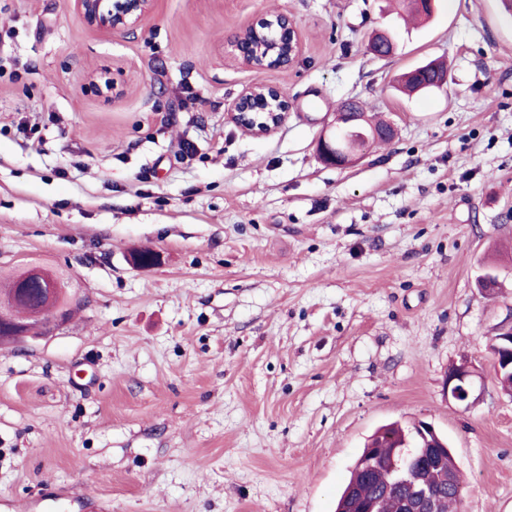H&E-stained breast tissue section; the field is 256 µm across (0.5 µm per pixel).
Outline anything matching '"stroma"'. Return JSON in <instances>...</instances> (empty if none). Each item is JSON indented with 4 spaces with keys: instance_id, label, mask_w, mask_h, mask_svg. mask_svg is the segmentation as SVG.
I'll use <instances>...</instances> for the list:
<instances>
[{
    "instance_id": "1",
    "label": "stroma",
    "mask_w": 512,
    "mask_h": 512,
    "mask_svg": "<svg viewBox=\"0 0 512 512\" xmlns=\"http://www.w3.org/2000/svg\"><path fill=\"white\" fill-rule=\"evenodd\" d=\"M385 3L155 0L103 35L73 0H0V285L40 266L80 303L0 346L16 512L42 495L54 512H334L368 436L419 420L455 452L463 512H512V396L488 349L512 326V13L437 0L414 27ZM279 13L300 58L242 65L234 36ZM433 59L442 90H394ZM256 82L291 104L261 137L227 115ZM348 100L397 136L331 167L317 141ZM464 359L466 407L442 391Z\"/></svg>"
}]
</instances>
